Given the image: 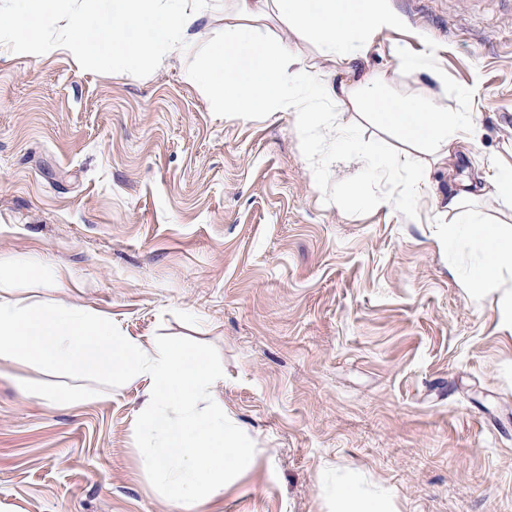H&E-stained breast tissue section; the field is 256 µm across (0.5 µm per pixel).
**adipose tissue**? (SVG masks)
I'll use <instances>...</instances> for the list:
<instances>
[{
	"mask_svg": "<svg viewBox=\"0 0 512 512\" xmlns=\"http://www.w3.org/2000/svg\"><path fill=\"white\" fill-rule=\"evenodd\" d=\"M288 24V45L255 36V24L269 13ZM206 5L186 9L181 0H95L81 10L77 0H0V40L33 59L68 53L78 66H161L178 55L182 75L208 101L236 112H288L302 133L320 125L315 103L354 112L404 145L424 154V167L407 190H378L399 162V152H364L350 127H336L337 154L357 157L360 166L345 202L365 203L414 217L423 205L422 179L432 170L452 172L457 153L480 137L472 112H451L444 104V77L433 55L402 54V69L426 75L423 91L390 92L386 72L368 68L374 36L397 18L389 0H232L224 42L203 41ZM313 43L330 64L318 71L298 44ZM495 199L512 208V167L488 162L479 185L450 189L443 247L467 240L482 256L464 278L474 300L499 298L500 319L512 332V235L482 202ZM34 366L54 371L145 380L148 388L136 433L155 479L175 512H198L223 496L227 473L251 466V448L239 437L214 391L224 383L222 367L179 341H142L125 335L111 319L73 305L0 289V371ZM336 512H389V496L367 494L358 474L332 480Z\"/></svg>",
	"mask_w": 512,
	"mask_h": 512,
	"instance_id": "ef3b65f1",
	"label": "adipose tissue"
}]
</instances>
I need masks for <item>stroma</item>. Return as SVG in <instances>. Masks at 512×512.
I'll use <instances>...</instances> for the list:
<instances>
[{
    "mask_svg": "<svg viewBox=\"0 0 512 512\" xmlns=\"http://www.w3.org/2000/svg\"><path fill=\"white\" fill-rule=\"evenodd\" d=\"M370 67L436 53L449 111L482 134L418 217L333 199L330 104L308 157L293 116L203 99L178 58L152 71L31 59L0 44V257L33 255L25 291L85 306L141 340L181 338L224 368L216 397L255 450L201 512H334L326 467L388 491L394 512H512V333L446 252L449 186L512 164V9L391 0ZM0 377V512H175L135 433L144 381L87 376L46 409Z\"/></svg>",
    "mask_w": 512,
    "mask_h": 512,
    "instance_id": "35a3bbf8",
    "label": "stroma"
}]
</instances>
